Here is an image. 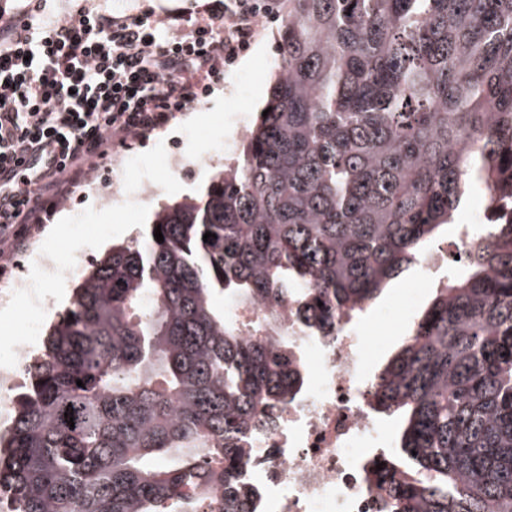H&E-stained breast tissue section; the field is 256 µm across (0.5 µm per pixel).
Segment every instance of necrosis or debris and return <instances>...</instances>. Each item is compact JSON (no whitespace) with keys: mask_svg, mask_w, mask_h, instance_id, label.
Instances as JSON below:
<instances>
[{"mask_svg":"<svg viewBox=\"0 0 512 512\" xmlns=\"http://www.w3.org/2000/svg\"><path fill=\"white\" fill-rule=\"evenodd\" d=\"M486 217L474 212L452 240L431 243L419 264L423 278L464 269ZM278 310L304 382L275 413L257 412L258 454L242 472L255 491L250 512H390L374 464L392 442L373 410L370 329L386 326L391 310L343 312L332 336L305 330L292 303Z\"/></svg>","mask_w":512,"mask_h":512,"instance_id":"obj_1","label":"necrosis or debris"}]
</instances>
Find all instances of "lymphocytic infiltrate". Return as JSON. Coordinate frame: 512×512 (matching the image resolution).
Segmentation results:
<instances>
[{
  "label": "lymphocytic infiltrate",
  "instance_id": "obj_1",
  "mask_svg": "<svg viewBox=\"0 0 512 512\" xmlns=\"http://www.w3.org/2000/svg\"><path fill=\"white\" fill-rule=\"evenodd\" d=\"M274 4L224 0L182 36L141 17L90 9L12 28L0 45V173L9 176L0 200V273L113 145L198 106ZM34 151L42 162L30 169Z\"/></svg>",
  "mask_w": 512,
  "mask_h": 512
}]
</instances>
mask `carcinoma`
I'll return each instance as SVG.
<instances>
[{
    "instance_id": "obj_1",
    "label": "carcinoma",
    "mask_w": 512,
    "mask_h": 512,
    "mask_svg": "<svg viewBox=\"0 0 512 512\" xmlns=\"http://www.w3.org/2000/svg\"><path fill=\"white\" fill-rule=\"evenodd\" d=\"M284 4L239 156L159 207L148 249L94 260L27 360L0 512H194L188 486L247 512L254 415L301 383L278 304L333 335L477 193L485 240L373 376L374 410L398 425L391 512H512V0ZM220 298L269 307L245 336Z\"/></svg>"
}]
</instances>
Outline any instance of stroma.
Segmentation results:
<instances>
[{
	"label": "stroma",
	"mask_w": 512,
	"mask_h": 512,
	"mask_svg": "<svg viewBox=\"0 0 512 512\" xmlns=\"http://www.w3.org/2000/svg\"><path fill=\"white\" fill-rule=\"evenodd\" d=\"M217 5L218 0H48L45 13L60 19L86 8L117 18L144 16L165 23L180 35L188 33L195 21L207 17ZM273 15V21L260 24L249 50L225 73L223 81L215 85L202 104L176 113L163 128L126 146H115L108 161L100 163L89 177L95 184L107 186L116 181L133 187L148 174L156 186L154 196L138 210L128 212L106 207L101 194H87L80 209L98 215L100 221L96 224L62 222L67 209L58 205L47 223L31 235L24 255L45 248L64 266L72 256L87 251L101 257L109 243L132 237L147 243L146 226L159 205L199 195L218 165L235 157L242 141L245 130L231 125L230 116L242 113L248 120H255L264 106L269 81L282 65L276 41L277 19L282 12L277 9ZM175 140L180 143L184 162L179 175L174 177L169 175L162 156L170 151ZM431 291L414 267L376 300V307L392 309L394 321L391 330L378 339L372 352L373 364H380L411 328L413 321L408 310L415 297L430 295Z\"/></svg>",
	"instance_id": "35a3bbf8"
}]
</instances>
